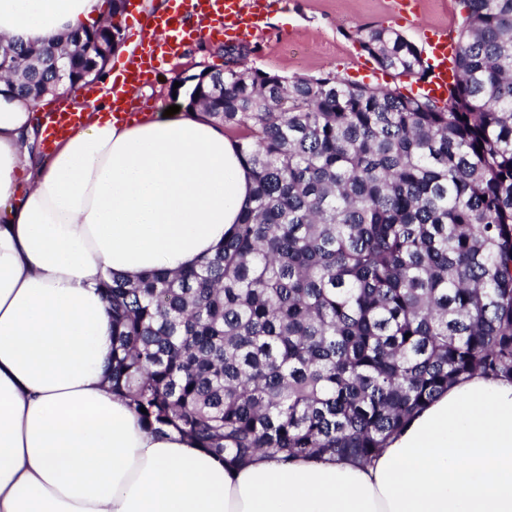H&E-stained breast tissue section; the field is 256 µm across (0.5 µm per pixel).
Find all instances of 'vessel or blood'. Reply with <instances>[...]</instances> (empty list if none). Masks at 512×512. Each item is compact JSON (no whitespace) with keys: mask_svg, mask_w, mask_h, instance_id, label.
Listing matches in <instances>:
<instances>
[{"mask_svg":"<svg viewBox=\"0 0 512 512\" xmlns=\"http://www.w3.org/2000/svg\"><path fill=\"white\" fill-rule=\"evenodd\" d=\"M266 0H178L174 11L164 15L148 13L140 27L139 42L125 62L123 89L116 94L114 116L129 120L132 92L153 68L157 58L179 52L185 41L205 37L207 30L188 26V19L199 17L210 21L209 30L224 29L235 36L252 35L262 24ZM424 35L434 61L432 76L425 86L429 96L441 100L454 78L450 60L458 50L453 35L447 28L434 26ZM45 142L54 144L59 138L78 129L84 123L83 114L77 112H49L45 117Z\"/></svg>","mask_w":512,"mask_h":512,"instance_id":"b4317fda","label":"vessel or blood"}]
</instances>
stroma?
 Segmentation results:
<instances>
[{"mask_svg":"<svg viewBox=\"0 0 512 512\" xmlns=\"http://www.w3.org/2000/svg\"><path fill=\"white\" fill-rule=\"evenodd\" d=\"M415 23L403 22L390 9L389 0H267L265 24L248 39L246 67L284 77H316L335 72L367 84L399 85L413 90L410 80H394L379 72L375 62L354 39L357 29L380 25L395 29L416 44H423V28L442 25L459 31L465 12L459 0H417ZM230 37H207L187 45L182 54L162 65L146 86L135 89L139 110L158 105H184L173 93L179 79L204 68L224 66V48Z\"/></svg>","mask_w":512,"mask_h":512,"instance_id":"35a3bbf8","label":"stroma"}]
</instances>
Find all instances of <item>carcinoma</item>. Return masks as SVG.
I'll use <instances>...</instances> for the list:
<instances>
[{
  "label": "carcinoma",
  "instance_id": "1",
  "mask_svg": "<svg viewBox=\"0 0 512 512\" xmlns=\"http://www.w3.org/2000/svg\"><path fill=\"white\" fill-rule=\"evenodd\" d=\"M444 102L337 73L222 70L188 94L238 142L251 204L189 270L101 283L112 390L145 426L229 465L368 462L448 386L512 380V0H459ZM107 20L65 37L78 78ZM379 69L425 83L398 31L360 28ZM52 48L0 39V80L38 106ZM145 408L147 413L140 412Z\"/></svg>",
  "mask_w": 512,
  "mask_h": 512
}]
</instances>
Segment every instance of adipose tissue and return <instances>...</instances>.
<instances>
[{
  "label": "adipose tissue",
  "instance_id": "obj_1",
  "mask_svg": "<svg viewBox=\"0 0 512 512\" xmlns=\"http://www.w3.org/2000/svg\"><path fill=\"white\" fill-rule=\"evenodd\" d=\"M103 16V0H0V38L41 47ZM113 82L69 95L85 123L41 164L30 102L0 93V512H512V380L449 387L365 465L233 467L142 426L105 377L100 283L198 266L252 180L203 111L113 119Z\"/></svg>",
  "mask_w": 512,
  "mask_h": 512
}]
</instances>
